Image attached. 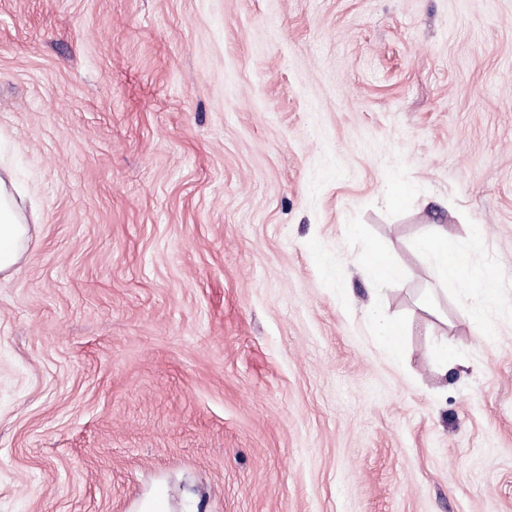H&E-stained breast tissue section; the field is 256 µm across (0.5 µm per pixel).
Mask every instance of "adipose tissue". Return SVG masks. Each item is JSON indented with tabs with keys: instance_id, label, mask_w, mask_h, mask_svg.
I'll return each instance as SVG.
<instances>
[{
	"instance_id": "ef3b65f1",
	"label": "adipose tissue",
	"mask_w": 512,
	"mask_h": 512,
	"mask_svg": "<svg viewBox=\"0 0 512 512\" xmlns=\"http://www.w3.org/2000/svg\"><path fill=\"white\" fill-rule=\"evenodd\" d=\"M25 192L14 183L8 171L0 172V274L11 273L22 260L33 225L39 224V210H27ZM416 250L432 265L437 282L467 281L465 295L468 313L473 321H485L492 311L491 303L499 293V281L492 276L468 273L461 248L449 240L447 233L434 232L418 238Z\"/></svg>"
}]
</instances>
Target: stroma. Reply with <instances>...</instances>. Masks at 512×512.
<instances>
[{"label": "stroma", "instance_id": "35a3bbf8", "mask_svg": "<svg viewBox=\"0 0 512 512\" xmlns=\"http://www.w3.org/2000/svg\"><path fill=\"white\" fill-rule=\"evenodd\" d=\"M0 163V512H512V0H0ZM18 197V199H17ZM26 192L13 181L10 173H0V274H10L22 260L30 239L31 224H41L42 214L31 205L30 218L24 200ZM416 250L432 265L435 279L439 283L461 282L467 279L468 290L465 294L468 313L475 322H484L493 311L490 303L499 293V281L496 277L470 272L461 248L448 239V233L434 232L418 238ZM366 255L364 273L368 279L381 282L393 281L399 278L397 268L383 257L379 247L374 244L370 245ZM403 333V327L399 324H383L380 326L379 343L386 358L391 363H397L401 356L399 336Z\"/></svg>", "mask_w": 512, "mask_h": 512}]
</instances>
